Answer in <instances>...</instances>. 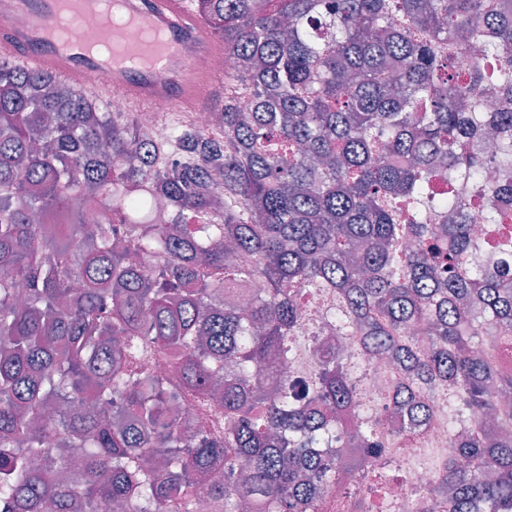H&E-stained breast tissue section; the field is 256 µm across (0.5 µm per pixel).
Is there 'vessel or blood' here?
<instances>
[{
	"mask_svg": "<svg viewBox=\"0 0 512 512\" xmlns=\"http://www.w3.org/2000/svg\"><path fill=\"white\" fill-rule=\"evenodd\" d=\"M102 6L103 0H0V63L123 99L131 112L162 101L193 112L222 84L211 61L224 44L202 24L192 0H120L122 27L113 30L107 56L89 37ZM129 28L151 37L128 41Z\"/></svg>",
	"mask_w": 512,
	"mask_h": 512,
	"instance_id": "obj_1",
	"label": "vessel or blood"
}]
</instances>
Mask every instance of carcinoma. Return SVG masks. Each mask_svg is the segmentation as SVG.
<instances>
[{
    "instance_id": "obj_1",
    "label": "carcinoma",
    "mask_w": 512,
    "mask_h": 512,
    "mask_svg": "<svg viewBox=\"0 0 512 512\" xmlns=\"http://www.w3.org/2000/svg\"><path fill=\"white\" fill-rule=\"evenodd\" d=\"M195 9L235 62L203 133L173 121L155 145L135 117L0 64V512H196L200 491L210 512H320L322 486L347 490L348 366L317 347L300 391L255 385L314 291L336 299L318 328L406 376L388 393L406 428L429 420L430 390L474 417L448 426L430 512H512V238L475 236L468 212L479 200L491 233L512 210V8ZM174 148L183 162L153 164ZM153 357L171 376L143 369ZM185 394L209 428L190 431ZM348 443L376 468L388 453L375 425Z\"/></svg>"
}]
</instances>
